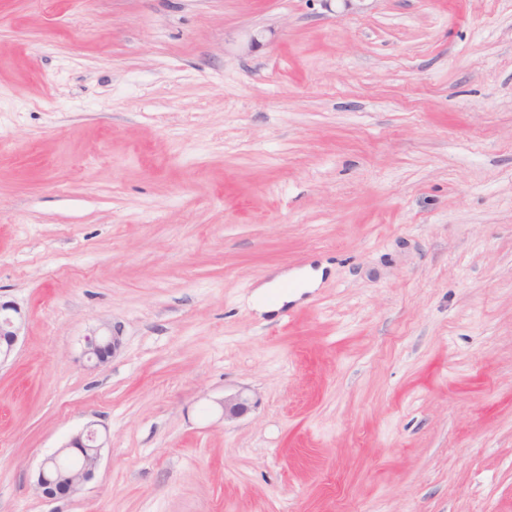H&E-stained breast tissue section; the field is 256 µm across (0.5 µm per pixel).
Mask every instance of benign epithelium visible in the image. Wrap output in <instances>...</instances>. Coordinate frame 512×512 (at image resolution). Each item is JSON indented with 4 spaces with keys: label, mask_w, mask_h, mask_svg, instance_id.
Listing matches in <instances>:
<instances>
[{
    "label": "benign epithelium",
    "mask_w": 512,
    "mask_h": 512,
    "mask_svg": "<svg viewBox=\"0 0 512 512\" xmlns=\"http://www.w3.org/2000/svg\"><path fill=\"white\" fill-rule=\"evenodd\" d=\"M22 320L21 311L15 304L0 301V365L14 353ZM118 346L119 337L113 335L112 328L107 326L84 337L83 356L102 364L113 356ZM222 406L226 419L237 418L247 410L246 400L238 395L224 398ZM100 448L94 429L89 428L73 436L64 447L43 459L35 473L36 489L51 500L77 493L93 478L100 459ZM72 450L80 455V460L74 465L63 464Z\"/></svg>",
    "instance_id": "7a95c632"
}]
</instances>
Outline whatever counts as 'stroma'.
<instances>
[{
    "label": "stroma",
    "mask_w": 512,
    "mask_h": 512,
    "mask_svg": "<svg viewBox=\"0 0 512 512\" xmlns=\"http://www.w3.org/2000/svg\"><path fill=\"white\" fill-rule=\"evenodd\" d=\"M0 298V512H512V0H0ZM322 276V269H308L305 273H303L298 278V287L297 290L294 291L291 294H287L283 296L276 304H268L265 302V297L269 290L271 288H275L276 285L283 279V277H278L268 283L263 284L259 287V290L256 293V299H257V308L261 311H271L275 310L279 306L282 305L284 301H289L290 299H295L297 296H299L303 291L307 290L308 288L313 287L315 284H317ZM23 316L12 302L0 300V366L13 355L20 337ZM118 346L119 336H114L112 327L107 326L84 337L82 353L88 361L102 364L113 356ZM101 444L97 431L87 428L73 436L69 442L41 462L35 473V486L47 499L56 500L71 496L89 482L97 469ZM74 450L80 460L74 465H63V460Z\"/></svg>",
    "instance_id": "obj_1"
}]
</instances>
